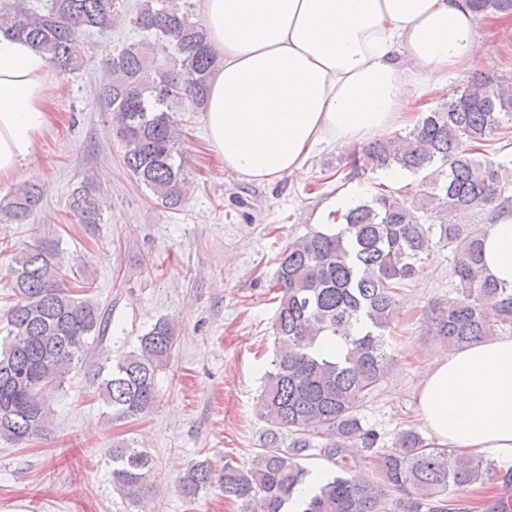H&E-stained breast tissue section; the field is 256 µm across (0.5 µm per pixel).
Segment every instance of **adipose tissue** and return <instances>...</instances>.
Wrapping results in <instances>:
<instances>
[{
  "label": "adipose tissue",
  "instance_id": "1",
  "mask_svg": "<svg viewBox=\"0 0 512 512\" xmlns=\"http://www.w3.org/2000/svg\"><path fill=\"white\" fill-rule=\"evenodd\" d=\"M223 58L206 102L209 145L256 183L303 171L322 143L348 148L417 119L422 97L482 53L468 0H201ZM45 56L0 34V181L15 179L52 127ZM483 257L512 284V214ZM440 445L512 460V335L437 356L417 391Z\"/></svg>",
  "mask_w": 512,
  "mask_h": 512
}]
</instances>
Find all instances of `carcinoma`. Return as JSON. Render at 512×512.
<instances>
[{
	"label": "carcinoma",
	"instance_id": "obj_1",
	"mask_svg": "<svg viewBox=\"0 0 512 512\" xmlns=\"http://www.w3.org/2000/svg\"><path fill=\"white\" fill-rule=\"evenodd\" d=\"M469 2L477 14L512 17V0ZM119 7L120 0L42 6L0 0V32L30 43L55 71L70 73L87 62L82 36L108 31ZM130 22L166 37L173 57L158 61L141 41L125 45L103 64L98 98L122 134L124 169L162 206L176 209L187 184L177 114L205 108L219 55L190 0H145ZM511 133L512 84L481 74L421 113L408 132L371 141L337 166L344 181L380 170L423 172L429 187L410 201L380 188L331 214L333 223L288 242L275 273L276 349L260 393L269 425L262 448L248 469L192 463L179 480L183 497L215 487L240 502L242 512H461L448 493L493 479L491 462L435 447L404 428L392 448L376 455L377 479L343 469L311 497L297 499L311 480L300 463L306 451L317 448L334 462L350 448L377 444L378 433L363 426L358 411L393 366L387 332L399 318L400 290L419 275L433 248L451 250L461 296L432 309L429 330L454 349L512 330V286L488 274L483 262L488 227L460 222L477 207L496 213L512 205V184L488 156L489 147ZM41 200L38 183L16 186L0 200V223H27ZM69 208L81 224L101 222L104 200L92 177L73 190ZM63 271L60 241L42 235L14 254L9 269L15 302L0 327V439L15 444L44 435L47 391L62 386L108 326L99 304L71 291ZM321 336L343 338L346 354L320 351ZM176 339L174 325L160 319L132 350L105 358L98 371L105 417L128 421L154 408L157 378ZM110 457L112 485L141 502L151 457L137 448H114Z\"/></svg>",
	"mask_w": 512,
	"mask_h": 512
}]
</instances>
